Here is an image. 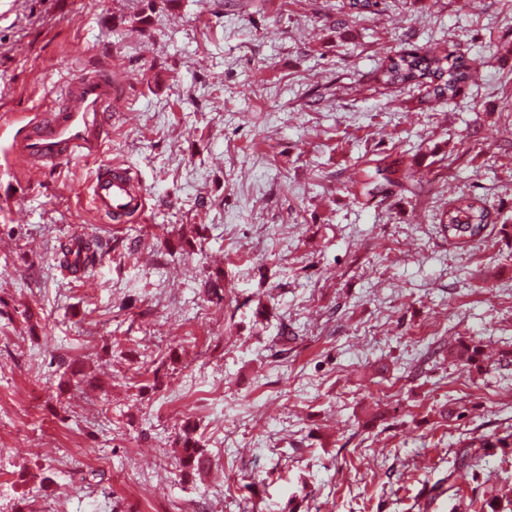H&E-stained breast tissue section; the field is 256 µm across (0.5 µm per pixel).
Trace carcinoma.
<instances>
[{
	"label": "carcinoma",
	"mask_w": 512,
	"mask_h": 512,
	"mask_svg": "<svg viewBox=\"0 0 512 512\" xmlns=\"http://www.w3.org/2000/svg\"><path fill=\"white\" fill-rule=\"evenodd\" d=\"M480 78L476 61L448 52L438 44L415 47L386 58L379 72V79L386 85H421L436 100L451 98L459 88ZM452 224L450 236L462 242L483 238V231L490 224V213L479 199L460 196L448 211ZM450 355L469 367H479L483 362L481 342L463 338L449 347ZM487 448H512V433L472 437L456 451L453 470L448 473L446 491L458 495V481H477L483 471L482 460ZM206 458V449L200 441L185 433L179 445L176 462L185 471H197Z\"/></svg>",
	"instance_id": "1"
}]
</instances>
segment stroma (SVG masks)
Returning a JSON list of instances; mask_svg holds the SVG:
<instances>
[{"label": "stroma", "instance_id": "obj_1", "mask_svg": "<svg viewBox=\"0 0 512 512\" xmlns=\"http://www.w3.org/2000/svg\"><path fill=\"white\" fill-rule=\"evenodd\" d=\"M431 43L481 80L378 82ZM94 66L122 91L98 161L27 179L0 127V512H413L459 439L512 432V366L448 356L512 349V0H0V115ZM379 160L422 188L365 195ZM101 162L144 221L85 200ZM462 195L482 241L441 230ZM483 347L480 341L476 342L473 339L467 341L460 338L449 347V353L470 368L474 366L480 369L479 364L484 361L485 356ZM194 430L186 431L185 436L181 438L176 455V462L184 471H197L201 468L202 462L206 458V449L196 437L191 434Z\"/></svg>", "mask_w": 512, "mask_h": 512}]
</instances>
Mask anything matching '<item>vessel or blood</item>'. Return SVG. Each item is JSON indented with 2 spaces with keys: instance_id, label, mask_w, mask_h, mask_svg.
<instances>
[{
  "instance_id": "1",
  "label": "vessel or blood",
  "mask_w": 512,
  "mask_h": 512,
  "mask_svg": "<svg viewBox=\"0 0 512 512\" xmlns=\"http://www.w3.org/2000/svg\"><path fill=\"white\" fill-rule=\"evenodd\" d=\"M120 95L107 71L76 74L61 109L33 113L23 125L12 142L14 154L37 176L73 159L97 160L109 134L108 115ZM87 196L97 212L117 224L147 209L146 195L131 170L118 163L100 164Z\"/></svg>"
}]
</instances>
